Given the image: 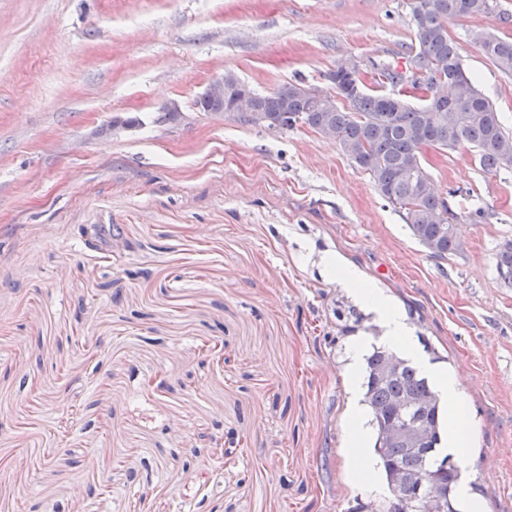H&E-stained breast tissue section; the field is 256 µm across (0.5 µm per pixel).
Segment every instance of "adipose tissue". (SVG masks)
<instances>
[{"mask_svg":"<svg viewBox=\"0 0 512 512\" xmlns=\"http://www.w3.org/2000/svg\"><path fill=\"white\" fill-rule=\"evenodd\" d=\"M329 273L334 275L350 295L368 307L376 316L382 330L378 338L380 345L391 348L415 363L432 382L448 410L449 454L462 456L471 433L464 396L454 373L430 363L419 351L416 339L408 327L402 313L380 289L367 285L354 270L343 269L338 261L325 262ZM371 433L360 409H353L347 428L346 458L351 478L380 494L384 488L380 484L370 459Z\"/></svg>","mask_w":512,"mask_h":512,"instance_id":"ef3b65f1","label":"adipose tissue"}]
</instances>
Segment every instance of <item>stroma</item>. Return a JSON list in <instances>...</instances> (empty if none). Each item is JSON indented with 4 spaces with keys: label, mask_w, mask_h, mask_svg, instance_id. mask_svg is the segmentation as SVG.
Segmentation results:
<instances>
[{
    "label": "stroma",
    "mask_w": 512,
    "mask_h": 512,
    "mask_svg": "<svg viewBox=\"0 0 512 512\" xmlns=\"http://www.w3.org/2000/svg\"><path fill=\"white\" fill-rule=\"evenodd\" d=\"M411 28L410 0H0V512L387 504L345 455L346 349L381 329L327 255L457 374L462 477L483 512H512V285L495 267L512 170L424 149L462 242L438 259L335 139L196 105L223 73L328 93L349 61L373 86L406 66ZM475 30L512 37V0L448 18L512 133V75Z\"/></svg>",
    "instance_id": "1"
}]
</instances>
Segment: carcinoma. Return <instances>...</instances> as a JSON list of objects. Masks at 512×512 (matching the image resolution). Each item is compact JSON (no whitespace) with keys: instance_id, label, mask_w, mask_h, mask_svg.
<instances>
[{"instance_id":"obj_1","label":"carcinoma","mask_w":512,"mask_h":512,"mask_svg":"<svg viewBox=\"0 0 512 512\" xmlns=\"http://www.w3.org/2000/svg\"><path fill=\"white\" fill-rule=\"evenodd\" d=\"M496 0H415L411 9L413 37L409 56L422 73L408 76L396 67L377 73L376 82L395 92L379 93L367 87L332 95L288 84L269 94L252 92L253 112L231 111L246 91L245 83L224 75V98L201 99L205 112L233 116L245 123L288 130L308 126L338 140L353 164L368 173L378 193L405 212L414 238L431 256L443 259L461 248L458 225L452 224L445 200L439 198L424 166L423 149L473 148L487 173L512 169L503 162V150L512 151V135L505 131L499 112L467 74L456 42L448 35V15L491 14ZM473 39L483 55L500 71L512 73V39L477 31ZM421 90L413 105L400 87ZM496 270L512 285V243L496 254ZM363 402L375 429L374 454L392 494L379 512H426L434 493L445 512H456L451 493L461 477V464L438 457L444 431L439 399L428 380L409 360L386 349L366 359ZM406 429L397 437L390 430ZM420 436V442L412 440Z\"/></svg>"}]
</instances>
